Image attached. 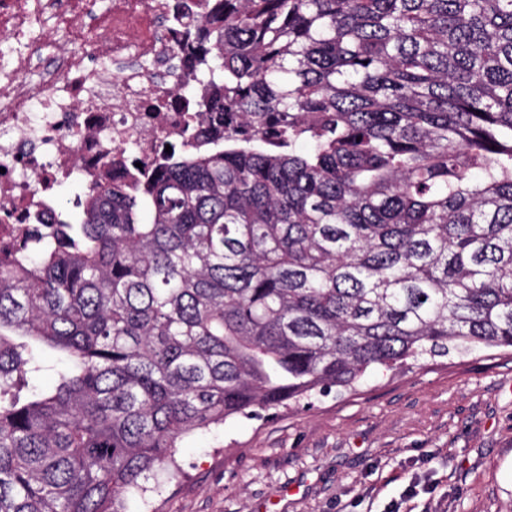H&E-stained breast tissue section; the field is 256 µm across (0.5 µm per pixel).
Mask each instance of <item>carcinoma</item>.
Listing matches in <instances>:
<instances>
[{
	"instance_id": "carcinoma-1",
	"label": "carcinoma",
	"mask_w": 512,
	"mask_h": 512,
	"mask_svg": "<svg viewBox=\"0 0 512 512\" xmlns=\"http://www.w3.org/2000/svg\"><path fill=\"white\" fill-rule=\"evenodd\" d=\"M195 5L193 140L0 260V512H128L195 432L512 349V0Z\"/></svg>"
}]
</instances>
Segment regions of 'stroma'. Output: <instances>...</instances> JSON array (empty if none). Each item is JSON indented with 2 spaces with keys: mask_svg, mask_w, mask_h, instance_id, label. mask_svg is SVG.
<instances>
[{
  "mask_svg": "<svg viewBox=\"0 0 512 512\" xmlns=\"http://www.w3.org/2000/svg\"><path fill=\"white\" fill-rule=\"evenodd\" d=\"M130 512H512V353L438 357L186 438Z\"/></svg>",
  "mask_w": 512,
  "mask_h": 512,
  "instance_id": "stroma-1",
  "label": "stroma"
}]
</instances>
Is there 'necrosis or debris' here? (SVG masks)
<instances>
[{"mask_svg":"<svg viewBox=\"0 0 512 512\" xmlns=\"http://www.w3.org/2000/svg\"><path fill=\"white\" fill-rule=\"evenodd\" d=\"M171 0H0V255L72 173L86 181L182 139L185 71L152 61L195 42Z\"/></svg>","mask_w":512,"mask_h":512,"instance_id":"obj_1","label":"necrosis or debris"}]
</instances>
